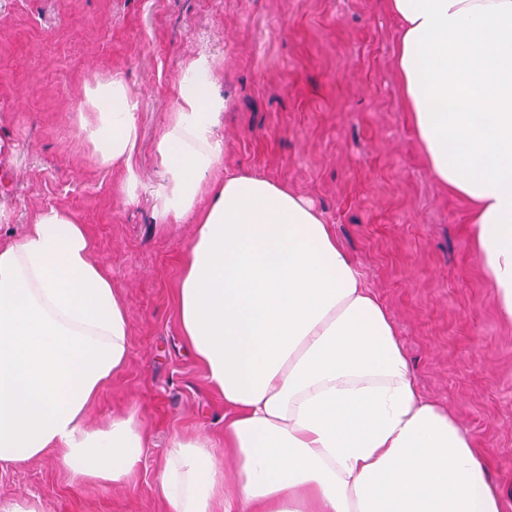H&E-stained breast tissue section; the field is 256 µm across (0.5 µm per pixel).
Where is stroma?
Listing matches in <instances>:
<instances>
[{
  "instance_id": "obj_1",
  "label": "stroma",
  "mask_w": 512,
  "mask_h": 512,
  "mask_svg": "<svg viewBox=\"0 0 512 512\" xmlns=\"http://www.w3.org/2000/svg\"><path fill=\"white\" fill-rule=\"evenodd\" d=\"M386 0H0V245L40 211L84 224L130 319V353L86 417L136 413L148 437L127 481L81 477L49 451L0 465V504L44 512H166L157 494L173 437L224 455V398L189 353L175 304L193 217L160 220L157 140L175 89L207 61L226 108L216 175L288 185L312 201L396 322L422 391L470 431L512 512V323L471 250L469 207L431 175L395 69ZM121 78L135 103L131 167L101 165L86 86Z\"/></svg>"
}]
</instances>
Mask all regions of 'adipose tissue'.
<instances>
[{"label": "adipose tissue", "instance_id": "1", "mask_svg": "<svg viewBox=\"0 0 512 512\" xmlns=\"http://www.w3.org/2000/svg\"><path fill=\"white\" fill-rule=\"evenodd\" d=\"M387 7L420 148L435 180L470 203L473 249L512 323V0ZM189 71L156 145V211L196 224L176 302L224 396L237 485L224 512H502L470 432L420 391L388 308L320 213L256 174L212 178L224 99L206 63ZM86 104L97 160L130 164L138 129L125 83L87 86ZM129 351L128 311L70 213L44 212L0 246V463L56 448L77 475L124 481L143 454L136 415L103 428L85 418ZM223 481L205 442L171 439L159 480L168 512H211Z\"/></svg>", "mask_w": 512, "mask_h": 512}]
</instances>
